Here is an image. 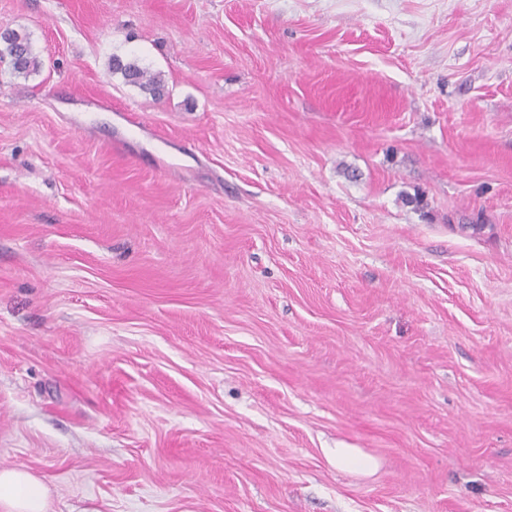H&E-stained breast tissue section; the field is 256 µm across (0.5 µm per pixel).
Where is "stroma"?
<instances>
[{
    "mask_svg": "<svg viewBox=\"0 0 512 512\" xmlns=\"http://www.w3.org/2000/svg\"><path fill=\"white\" fill-rule=\"evenodd\" d=\"M0 30L41 62H0V469L47 512H512V0ZM4 55L11 57L12 70L17 75L27 76L40 65L28 35L16 30L7 31L0 40V56ZM112 72L120 73L126 83L139 86L149 94L155 95L161 90V78L147 75V72L135 63L124 64L119 59H115L112 64ZM327 455L338 469L368 472L375 467L374 459L356 448H330Z\"/></svg>",
    "mask_w": 512,
    "mask_h": 512,
    "instance_id": "35a3bbf8",
    "label": "stroma"
}]
</instances>
